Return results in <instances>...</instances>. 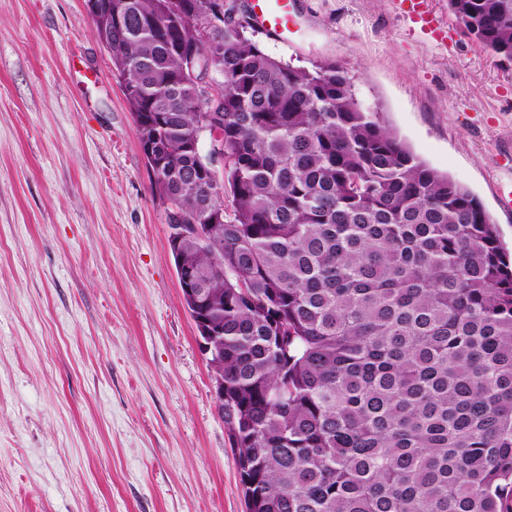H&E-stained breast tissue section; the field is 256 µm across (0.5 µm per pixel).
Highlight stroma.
I'll use <instances>...</instances> for the list:
<instances>
[{
    "label": "stroma",
    "instance_id": "35a3bbf8",
    "mask_svg": "<svg viewBox=\"0 0 512 512\" xmlns=\"http://www.w3.org/2000/svg\"><path fill=\"white\" fill-rule=\"evenodd\" d=\"M296 67L336 61L512 250V66L448 0H297ZM135 124L84 0H0V512H246L237 450Z\"/></svg>",
    "mask_w": 512,
    "mask_h": 512
}]
</instances>
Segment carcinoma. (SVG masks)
Here are the masks:
<instances>
[{
    "instance_id": "obj_1",
    "label": "carcinoma",
    "mask_w": 512,
    "mask_h": 512,
    "mask_svg": "<svg viewBox=\"0 0 512 512\" xmlns=\"http://www.w3.org/2000/svg\"><path fill=\"white\" fill-rule=\"evenodd\" d=\"M96 2L175 268L198 273L189 313L220 339L248 512H512V260L479 199L234 4ZM448 10L512 63V0Z\"/></svg>"
}]
</instances>
